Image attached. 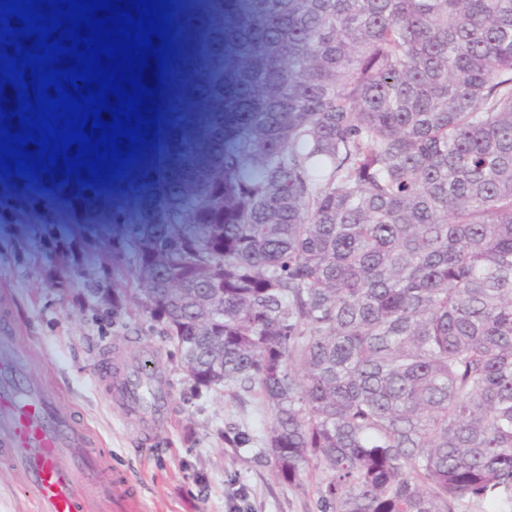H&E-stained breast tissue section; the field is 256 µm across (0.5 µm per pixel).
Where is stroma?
Returning a JSON list of instances; mask_svg holds the SVG:
<instances>
[{"label":"stroma","mask_w":512,"mask_h":512,"mask_svg":"<svg viewBox=\"0 0 512 512\" xmlns=\"http://www.w3.org/2000/svg\"><path fill=\"white\" fill-rule=\"evenodd\" d=\"M249 8L248 0L187 7L171 60L176 91L144 152L146 172L98 184L78 206L66 195L46 203L49 179L24 196L0 179V296L18 324L13 346L30 357L33 377L87 423L113 470L140 485L151 512H315L314 476L282 482L264 457L271 412L258 393L195 388L143 295L112 266L153 225L174 222L245 122L243 76L255 52ZM217 10L227 23L214 20ZM203 44L205 62L197 54ZM106 347L125 366L158 358L170 381L171 412L156 449L139 443L136 423L95 383L93 360ZM238 432L251 443H225Z\"/></svg>","instance_id":"stroma-1"}]
</instances>
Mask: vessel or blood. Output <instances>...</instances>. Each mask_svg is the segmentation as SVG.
<instances>
[{"label":"vessel or blood","instance_id":"obj_1","mask_svg":"<svg viewBox=\"0 0 512 512\" xmlns=\"http://www.w3.org/2000/svg\"><path fill=\"white\" fill-rule=\"evenodd\" d=\"M27 356L0 360V461L20 472L37 512H148L139 489L112 472L88 426L59 403L57 394L30 382ZM108 399L147 419L143 446L170 411L166 376L143 380L137 366L113 380L106 354L94 368Z\"/></svg>","mask_w":512,"mask_h":512}]
</instances>
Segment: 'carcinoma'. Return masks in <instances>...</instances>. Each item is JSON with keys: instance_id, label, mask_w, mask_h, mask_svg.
<instances>
[{"instance_id": "carcinoma-1", "label": "carcinoma", "mask_w": 512, "mask_h": 512, "mask_svg": "<svg viewBox=\"0 0 512 512\" xmlns=\"http://www.w3.org/2000/svg\"><path fill=\"white\" fill-rule=\"evenodd\" d=\"M250 4L248 121L115 265L315 512L512 503V0Z\"/></svg>"}]
</instances>
